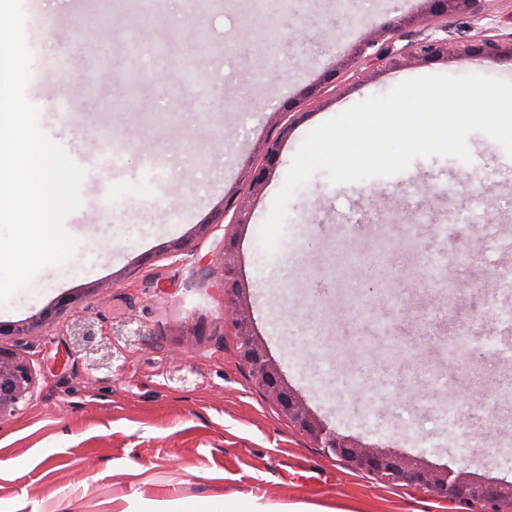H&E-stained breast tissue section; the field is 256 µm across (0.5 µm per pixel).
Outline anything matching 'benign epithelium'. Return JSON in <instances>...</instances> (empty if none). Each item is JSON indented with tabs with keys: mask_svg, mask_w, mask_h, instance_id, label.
<instances>
[{
	"mask_svg": "<svg viewBox=\"0 0 512 512\" xmlns=\"http://www.w3.org/2000/svg\"><path fill=\"white\" fill-rule=\"evenodd\" d=\"M429 9L441 15L468 10L480 11L483 0H424ZM390 30L381 27L350 45L340 61V68L352 66L366 52L385 40ZM83 46L90 52L91 66L88 73L107 71L102 82L112 83V70L102 54L104 46L112 41V33L92 22L80 26ZM512 59V40L506 42L487 38L475 44H458L449 48L446 38L427 35L398 51L378 50L375 59L382 65L397 69L405 59L420 62L468 59L495 61ZM280 140L267 141L262 149V163L247 170L251 193H258L266 182L267 174L279 163ZM220 265L224 284L225 306L232 309V325L237 336V353L243 370L252 383L275 404L281 413L317 447L347 461L355 469L374 475L389 484L406 483L421 486L442 498L459 503L477 500L485 506V512H506L512 508V484L473 483L466 472L457 473L430 469L420 461L378 446H365L329 429L305 406L301 397L285 382L279 366L269 355L265 345L256 337L248 315L237 310L234 299L238 297L239 256L232 242L224 243L220 252ZM48 320L46 316H33L29 321L3 328L0 337L24 336ZM36 372L25 356L16 348L0 344V418L14 414L19 404L30 400L36 391Z\"/></svg>",
	"mask_w": 512,
	"mask_h": 512,
	"instance_id": "obj_1",
	"label": "benign epithelium"
}]
</instances>
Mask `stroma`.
<instances>
[{
    "instance_id": "obj_1",
    "label": "stroma",
    "mask_w": 512,
    "mask_h": 512,
    "mask_svg": "<svg viewBox=\"0 0 512 512\" xmlns=\"http://www.w3.org/2000/svg\"><path fill=\"white\" fill-rule=\"evenodd\" d=\"M41 23L32 54L27 100L40 130L62 126L70 158L93 168L80 188L82 204L64 220L76 247L62 263L41 269L0 305V324L36 314L50 325L9 336L38 375L33 398L0 422V512H222L225 498L272 512L288 503L325 512H482L480 502L445 500L424 489L392 485L315 447L254 387L237 357L224 315L217 257L235 238L239 279L254 330L307 408L338 434L422 460L435 469L512 483V410L490 413L512 384V336L501 334L504 305L493 297L491 272L512 265V247L484 235L483 222L512 217V157L482 132L467 138L470 162L429 156L389 177L335 184L325 172L300 185L288 204L274 249L261 230L306 136L323 123L398 84L423 76L478 74L512 82V60L411 62L389 70L370 59L358 69L337 62L364 31L393 25L388 43L401 49L417 34L477 43L512 37V0H487L480 14L424 13L421 0H292L279 24L280 42L309 49L307 61L266 53L265 21L220 6L183 18L178 0H155L137 18L108 14L113 71L136 69V100L114 101L96 122L77 126L56 111L48 90L46 45L75 73L85 66L73 22L87 5L38 0ZM419 16L396 25L399 14ZM178 23L168 60L152 53L160 23ZM199 62L200 86L184 89L180 111L171 94L182 66ZM335 71L336 78L321 83ZM321 83L319 94L302 90ZM295 101L294 115L281 111ZM288 137H281L284 124ZM124 138L118 165L105 163L103 136ZM280 139V161L258 194L244 169L261 161L265 140ZM490 188L482 223L456 216L467 190ZM249 197L245 226L235 203ZM416 236L421 252L408 249ZM192 250L172 256L173 243ZM455 253L451 281L475 308L448 312L447 296L427 290L422 256ZM380 277L395 303L354 307L352 290ZM74 299L73 311L60 309ZM457 325L477 333L476 365L435 350L424 325ZM115 330L121 358L91 368L70 334L73 320ZM413 348L366 357L337 351L340 341L372 335L376 322ZM486 448L470 461L458 444Z\"/></svg>"
}]
</instances>
